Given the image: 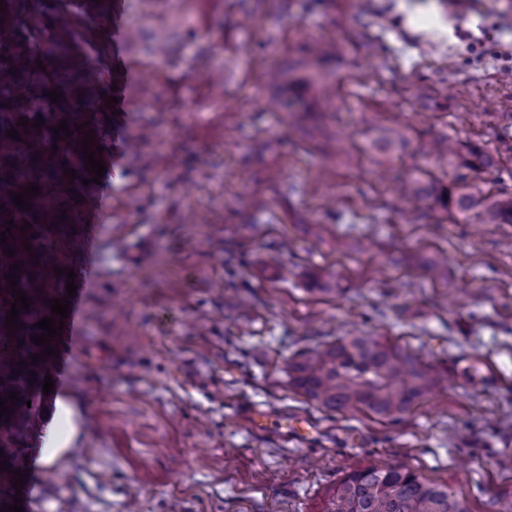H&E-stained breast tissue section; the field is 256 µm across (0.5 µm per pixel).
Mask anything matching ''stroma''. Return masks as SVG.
<instances>
[{
  "label": "stroma",
  "mask_w": 512,
  "mask_h": 512,
  "mask_svg": "<svg viewBox=\"0 0 512 512\" xmlns=\"http://www.w3.org/2000/svg\"><path fill=\"white\" fill-rule=\"evenodd\" d=\"M351 2L195 0L204 26L224 23L221 54L161 80L128 59L121 140L158 136L101 178L81 324L53 373L77 435L31 468L25 512H320L344 471L370 465L512 512V224L414 216L396 190L422 170L454 178L427 154L447 135L499 162L468 183L512 195V0ZM312 39L341 47L336 94L294 129L264 110L261 74ZM218 66L220 97L204 78ZM155 92L170 111H152ZM395 120L408 143L363 153ZM340 336L389 337L440 382L393 421L311 405L286 364ZM476 354L499 383L463 376Z\"/></svg>",
  "instance_id": "1"
}]
</instances>
